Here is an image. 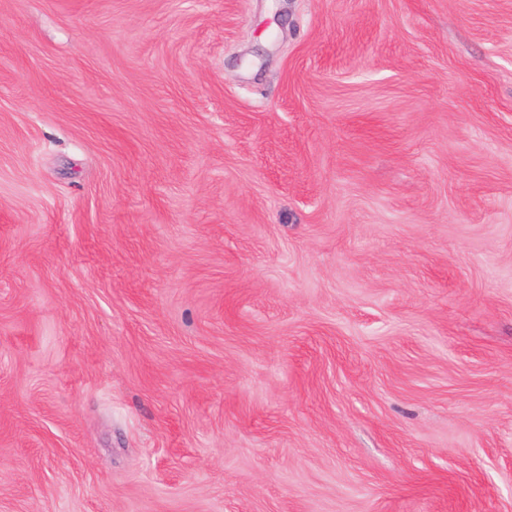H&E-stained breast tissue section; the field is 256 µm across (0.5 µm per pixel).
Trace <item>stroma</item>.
Instances as JSON below:
<instances>
[{"label": "stroma", "instance_id": "obj_1", "mask_svg": "<svg viewBox=\"0 0 512 512\" xmlns=\"http://www.w3.org/2000/svg\"><path fill=\"white\" fill-rule=\"evenodd\" d=\"M0 512H512V0H0Z\"/></svg>", "mask_w": 512, "mask_h": 512}]
</instances>
